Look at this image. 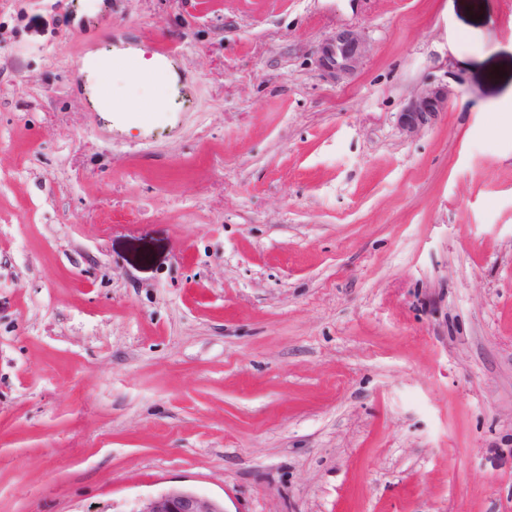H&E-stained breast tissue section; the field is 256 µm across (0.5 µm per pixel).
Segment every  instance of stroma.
<instances>
[{
	"label": "stroma",
	"mask_w": 512,
	"mask_h": 512,
	"mask_svg": "<svg viewBox=\"0 0 512 512\" xmlns=\"http://www.w3.org/2000/svg\"><path fill=\"white\" fill-rule=\"evenodd\" d=\"M154 38L134 129L75 63ZM172 487L512 512V0H0V512ZM368 43L361 30L339 28L319 48L322 67L336 81L353 77L360 69L367 53ZM452 91L448 86H427L413 94L399 115V125L407 137L416 136L431 124L440 112H447Z\"/></svg>",
	"instance_id": "obj_1"
}]
</instances>
